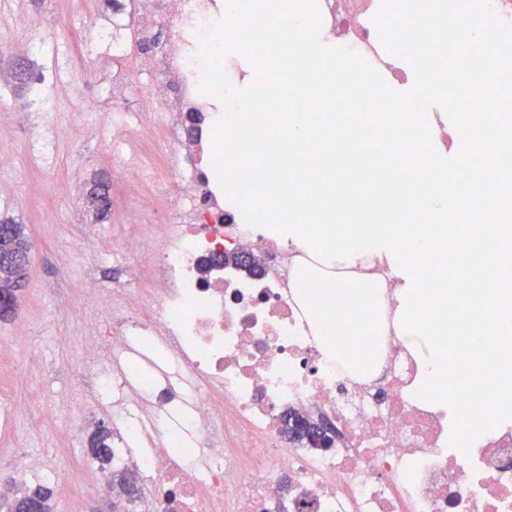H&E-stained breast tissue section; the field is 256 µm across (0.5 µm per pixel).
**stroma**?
<instances>
[{
	"mask_svg": "<svg viewBox=\"0 0 512 512\" xmlns=\"http://www.w3.org/2000/svg\"><path fill=\"white\" fill-rule=\"evenodd\" d=\"M116 4L125 11L134 7L132 0H19L17 11L35 17L56 35L78 28L90 13L99 22L110 21ZM168 30L167 24L157 25L141 43L131 46L126 58L101 69L95 66L101 46L94 38L75 44L74 66L90 70L82 87L89 110L83 115L82 129L65 136L52 163L37 166L27 156L32 115H9L15 164L11 171L0 172V221L24 225L34 252L15 319L0 322V498H11L40 482L34 475L25 481L16 477L11 461L15 453H57L69 456L71 466L50 486L52 512H111L108 494L85 490L100 466L88 452V431L80 428L59 440L42 428L53 421H76V414L63 402L79 393L89 378L88 373L75 371L70 351L60 343L79 321L80 284L121 289L132 307L139 306L145 295L140 257L127 251L129 230L122 222L123 214L140 204L144 192L119 188L121 175L110 163L109 118L113 109L120 108L160 119V110L146 108L154 74L134 71L132 64L159 50ZM116 68L127 73L124 92L117 99L112 96ZM111 191L117 199L110 211L101 212L96 197ZM77 240L98 246L100 258L91 260L74 249ZM18 321L29 328L27 356L8 349Z\"/></svg>",
	"mask_w": 512,
	"mask_h": 512,
	"instance_id": "obj_1",
	"label": "stroma"
}]
</instances>
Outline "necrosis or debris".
I'll return each instance as SVG.
<instances>
[{"label": "necrosis or debris", "instance_id": "necrosis-or-debris-1", "mask_svg": "<svg viewBox=\"0 0 512 512\" xmlns=\"http://www.w3.org/2000/svg\"><path fill=\"white\" fill-rule=\"evenodd\" d=\"M136 14L110 24L88 17L86 35L103 37L112 59L127 56L134 36L171 20L152 100L164 116L149 125L112 114V161L134 183L149 184L152 206L127 211L130 250L146 253L143 278L160 302L128 308L120 293L83 288L85 300L112 310V328L90 322L63 337L87 390L111 398L118 431L136 430L144 448H121L113 467L135 470L142 489L135 512H512V424L476 439L469 453L450 447L447 408L417 397L423 366L410 337L384 313L375 369L334 362L294 288L291 273L310 259L301 247L243 224L224 205L212 167L214 97L201 93L195 36L220 0H136ZM381 0H320L322 35L362 50L379 43L372 18ZM20 52L34 64L36 95L13 100L14 112H51L68 100L73 130L88 105L84 72L66 56L74 39L19 20ZM58 47L54 66L42 58ZM173 152L158 168L157 140ZM251 250L261 270L247 276L202 263L219 251ZM296 411L334 427L331 444L290 440L284 419Z\"/></svg>", "mask_w": 512, "mask_h": 512}]
</instances>
